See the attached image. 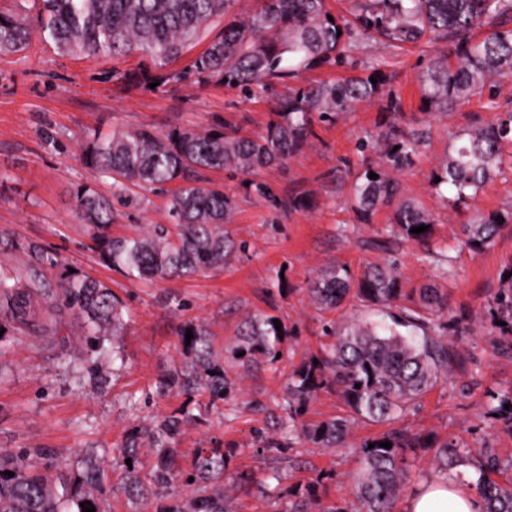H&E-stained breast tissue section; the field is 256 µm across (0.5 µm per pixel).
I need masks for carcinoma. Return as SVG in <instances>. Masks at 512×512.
I'll use <instances>...</instances> for the list:
<instances>
[{
  "instance_id": "carcinoma-1",
  "label": "carcinoma",
  "mask_w": 512,
  "mask_h": 512,
  "mask_svg": "<svg viewBox=\"0 0 512 512\" xmlns=\"http://www.w3.org/2000/svg\"><path fill=\"white\" fill-rule=\"evenodd\" d=\"M236 0H34L37 12L0 15V53H15L29 45L32 28L63 52L115 59L135 51L150 66L125 76L133 87L191 81L268 88L274 80L299 77L305 71L344 63L349 48L379 38L401 49L421 40L434 46L419 77L422 107L432 118L448 115L473 96L488 93L489 107L499 113L491 124L475 123L455 133V144L437 166L434 176L455 191L452 205L466 202L512 167V107L496 102L500 85L512 79V0H356L353 19H328L327 0H264L263 8L246 20H233L207 45L186 71L168 65L197 41L216 17L226 15ZM365 77L290 86L279 103L277 119L264 135L242 138L218 130L175 128L158 133L149 126L134 131L114 130L97 137L85 149L91 168L108 174L118 190L130 183L144 189L178 183L169 204L172 233L157 224L151 230L114 239L105 233L112 225V200L87 186L76 200L85 223L95 230L104 263L138 280L191 276L224 267V258L243 249L224 234L235 201L224 189L202 180L206 170L250 174L300 152L313 135L315 123H330L366 101L385 103L390 120L362 141L378 161L365 165L348 185L347 200L362 222L369 224L382 207L392 208L391 223L400 234L424 240L435 215L413 197H399L397 174L412 164L426 145L429 131L405 130L393 121L401 102L385 96L391 75L378 60ZM377 82H371V79ZM377 177L370 178V173ZM503 217L504 221L497 220ZM512 223V208L476 215L464 225L461 245L478 253L492 246ZM425 225L423 233L410 229ZM23 250L37 266L60 267L58 257L37 242ZM51 289L38 270L25 278L0 272V351L11 331L36 319V303ZM314 308L322 313L344 301L370 306L381 320L352 319L333 330L335 344L318 363L308 360L288 379L289 434L319 448H341L358 420L385 424L388 429L361 444L360 467L351 486L357 507L324 503L316 487L289 490L288 512H397L409 480L406 456L434 450L432 464L442 477L452 473L466 481L463 467L477 475L473 485L482 499V512H512V457L501 458L489 445L471 448L456 438L412 433L394 426L399 416L420 402L448 373L455 351L447 333L464 318L446 323L448 289L440 283L406 288L395 260L366 268L356 278L336 265L307 288ZM57 299L81 321L87 355L105 353L103 337L122 325V306L104 283L79 272L60 274ZM501 335H512V277L489 308ZM193 332L183 346L185 359L159 383V391L178 388L185 393L204 389L208 407L219 410L232 382L213 348L206 326L189 322L180 330ZM286 329L278 330L270 316L258 315L245 326L243 340L233 353L242 364L257 368L283 354ZM319 392L338 395L350 413L316 424H299L307 402ZM488 413L498 415L512 431V393L493 395ZM509 408H504V405ZM186 412H174L135 429L114 464L125 473L121 491L139 505L137 512H236L224 489L229 450L197 448L191 469L176 466L175 438ZM389 441L392 448L378 446ZM374 443L376 447L368 448ZM148 448L155 467L141 472L140 452ZM131 464H126V459ZM56 452L47 448L0 450V512H82L89 501L95 512L107 508L106 466L92 452L84 454L71 476L54 479ZM13 472L8 476L7 472Z\"/></svg>"
}]
</instances>
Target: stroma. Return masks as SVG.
<instances>
[{"label":"stroma","mask_w":512,"mask_h":512,"mask_svg":"<svg viewBox=\"0 0 512 512\" xmlns=\"http://www.w3.org/2000/svg\"><path fill=\"white\" fill-rule=\"evenodd\" d=\"M433 53L427 45L393 49L366 40L349 52L344 66L312 69L299 78L303 85L337 81L367 75L374 60L386 62L390 89L402 100L398 123L431 129L426 148L399 176L402 194L438 217L429 239L397 235L387 208L372 223H360L346 203L347 184L366 157L360 143L386 119L379 104L364 103L336 122L317 123L308 145L276 165L250 175L204 172L207 182L235 199L233 221L224 232L245 248L222 269L153 282L127 278L106 265L78 214L79 187L107 197L113 192L111 178L84 162L88 141L143 126L160 133L183 126L225 128L255 137L272 119L284 83L249 92L211 82L135 89L124 76L137 69L140 54L79 58L37 36L23 51L0 54V269L29 267L21 246L33 240L55 252L65 267L104 282L123 305V327L109 337V355L97 362L102 383L96 386L85 370L78 319L60 302L43 300V318L0 354V448H50L72 464L82 449L92 448L109 461L133 429L153 416L182 410L195 419L177 439L179 466H191L194 449H230L229 474L250 479L236 494V512H286L287 491L297 485L316 486L329 500L350 499L359 445L380 433V426L358 423L336 449L289 443L288 378L305 360L324 355L332 342L329 320L377 318L361 306H342L331 317L319 313L308 299L312 281L336 264L357 275L395 258L410 288L447 275L449 317L471 319L449 336L460 358L449 366L447 379L410 408L398 427L473 447L488 440L502 455H512V433L486 413L490 392L512 391V339L501 336L487 314L512 270V224L482 253L457 246L462 226L476 214L512 206V170L456 208L447 205L453 190L433 185L454 132L497 117L483 94L448 116L430 119L421 109L418 75ZM256 182L267 184L283 202L307 196L311 206L272 209L254 194ZM168 202L166 189L128 187L112 205V235L168 223ZM258 313L277 317L288 340L281 360L247 369L231 351L243 321ZM190 320L206 325L236 385L223 412L203 414L204 394L156 391L159 379L181 359L179 331ZM275 471L282 477L276 487L268 483Z\"/></svg>","instance_id":"stroma-1"}]
</instances>
